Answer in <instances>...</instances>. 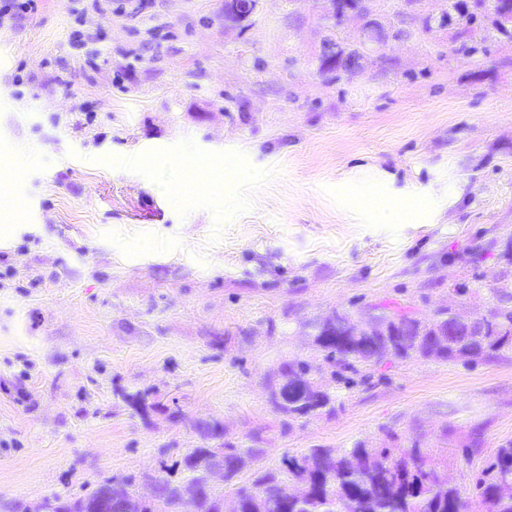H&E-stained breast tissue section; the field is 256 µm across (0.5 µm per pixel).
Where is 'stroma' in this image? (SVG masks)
Segmentation results:
<instances>
[{"mask_svg": "<svg viewBox=\"0 0 512 512\" xmlns=\"http://www.w3.org/2000/svg\"><path fill=\"white\" fill-rule=\"evenodd\" d=\"M328 31L311 0H40L0 23V512L108 479L149 497L195 448L278 469L357 443L448 457L469 491L512 442V351L322 378L328 413L270 402L322 362L310 325L398 303L472 316L512 295V38L461 50L448 0H368ZM388 38L362 42L367 20ZM89 37L74 41L76 32ZM359 50L320 73L326 36ZM248 171L190 189L194 157ZM218 421L224 435L196 427ZM321 368L301 359L284 363L270 382L274 408L292 418L330 412V393L318 383Z\"/></svg>", "mask_w": 512, "mask_h": 512, "instance_id": "35a3bbf8", "label": "stroma"}]
</instances>
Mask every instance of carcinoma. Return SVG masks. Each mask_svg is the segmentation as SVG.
<instances>
[{
  "instance_id": "1",
  "label": "carcinoma",
  "mask_w": 512,
  "mask_h": 512,
  "mask_svg": "<svg viewBox=\"0 0 512 512\" xmlns=\"http://www.w3.org/2000/svg\"><path fill=\"white\" fill-rule=\"evenodd\" d=\"M336 15L323 19L339 26L343 9L365 15L367 0H332ZM460 36L478 51L474 24L477 17L492 19L495 30L512 36L503 16L512 14V0H497L493 8L484 0H472L471 10L461 11ZM384 29L369 21L363 42H383ZM327 53L338 56L336 67L346 71L358 64L357 50L345 51L336 40H324ZM312 344L332 367L357 371V366L396 359H492L512 350V307L493 306L479 316L464 317L452 308L420 319L402 308H384L366 318L335 313L312 324ZM321 368L301 359L284 363L270 382L274 408L288 417H302L331 410L330 393L318 383ZM265 454L263 448H195L184 459L187 482L194 493L159 474L153 479V499L133 496L126 484L106 481L75 500L55 499L50 512H97L104 496L112 495V512H224V495L215 491L212 474L219 470L224 484L232 485L240 474ZM475 487L485 512H512V443L497 450L481 469ZM462 491L450 484L447 464L430 450L413 443L409 448H374L360 442L344 454L334 448H311L291 456L279 470L258 469L251 484L235 491L233 512H466Z\"/></svg>"
}]
</instances>
